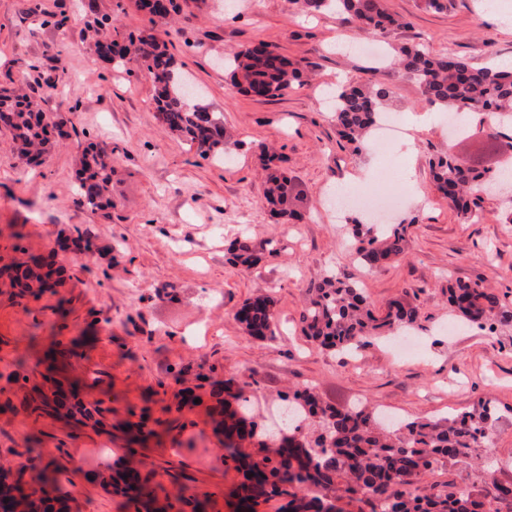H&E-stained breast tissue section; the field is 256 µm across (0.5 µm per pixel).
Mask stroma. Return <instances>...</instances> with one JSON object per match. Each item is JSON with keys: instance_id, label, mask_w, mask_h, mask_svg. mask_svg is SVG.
Here are the masks:
<instances>
[{"instance_id": "stroma-1", "label": "stroma", "mask_w": 512, "mask_h": 512, "mask_svg": "<svg viewBox=\"0 0 512 512\" xmlns=\"http://www.w3.org/2000/svg\"><path fill=\"white\" fill-rule=\"evenodd\" d=\"M179 5L153 24L135 0H0V89L36 99L55 127L35 163L0 129V468L28 467L33 448L58 459L69 512H125L122 497L92 476L115 462L152 474L159 503L196 497L207 512H234L243 474L223 460L212 391H242L263 427L289 391L307 387L331 406L361 403L403 421L494 402L490 454L440 460L417 488L464 481L478 500L495 496L496 485L512 484V321L449 330L448 281L481 282L512 308V224L495 195L482 196L478 221L464 220L434 192L430 163L451 153L493 176L506 160L498 141L481 131L449 138L447 119L402 78L393 110L406 140L355 155L337 142L330 94L369 78L371 59L356 50L362 32L332 14L303 15L296 0ZM388 5L406 24L384 37L386 51L422 43L476 63H512V30L485 16L482 0H448L442 13L422 0ZM116 30L168 31L194 102L224 115L235 140L230 161L201 159L162 124L146 67L125 72L97 55L96 38ZM257 39L299 62L306 82L275 98L234 88L224 58ZM90 146L115 159L112 205L96 211L76 195ZM264 147L305 192L310 219L271 221ZM353 178L358 189L407 199L396 217L410 222L409 247L376 269L357 264L349 220L329 213L330 190ZM86 227L94 249L82 255L74 243ZM243 233L282 250L238 271L225 248ZM48 256L61 284L37 294L19 288L16 271ZM331 271L360 282L374 308L396 299L417 306L418 354L397 357L385 339L335 354L303 336L306 290ZM258 295L274 301V338L246 335L236 318ZM58 343L72 353L55 362L49 351ZM50 380L104 408V426L30 415L27 399ZM472 467L494 471L495 483L468 477Z\"/></svg>"}]
</instances>
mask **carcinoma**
I'll use <instances>...</instances> for the list:
<instances>
[{
	"label": "carcinoma",
	"instance_id": "carcinoma-1",
	"mask_svg": "<svg viewBox=\"0 0 512 512\" xmlns=\"http://www.w3.org/2000/svg\"><path fill=\"white\" fill-rule=\"evenodd\" d=\"M307 14L334 13L343 21L371 38H381L400 20L389 10L388 0H298ZM141 9L164 18L179 8L177 0L168 7L157 8L152 0H139ZM112 56L107 61L116 68L135 62L147 67L153 76L154 106L163 124L184 137L195 147L199 157L228 154L229 136L224 117L219 112L196 105H185L186 85L177 71L166 43L153 34L128 38L121 43L110 40ZM235 84L249 95L274 97L295 83L302 72L283 55L278 45L265 40L250 42L224 58ZM373 78L357 85H342L333 91L331 106L336 133L340 140L361 154L370 147L369 136L384 114L396 79L403 75L414 80L424 101L448 114L452 122L470 119L477 114H491L496 121L484 126L487 137L504 136L501 128L512 123V67L477 64L448 49L432 51L423 44L402 46L393 67L371 68ZM42 111L28 97L0 90V123L9 131L18 153L29 156L48 143L49 123L31 121L32 114ZM259 160L267 171L264 202L276 222L296 224L307 216L306 202L274 158L260 150ZM112 154L104 150L85 151V162L78 187L79 202L92 210L111 205ZM436 191L448 205L465 218L477 217V199L486 192L491 177L465 164L451 154L432 163ZM353 251L367 268L380 266L405 252L407 225L366 224L353 219ZM233 266L249 269L259 260L251 240L239 236L227 247ZM308 302L300 315L302 331L323 348L347 353L365 347L368 338L396 330H413L419 326L418 308L394 301L381 314L375 313L357 282H347L328 274L308 288ZM448 304L458 326L494 329L497 322L512 320L499 296L481 284L461 279L448 280ZM274 302L268 296L246 300L237 319L249 336L264 338L275 335ZM59 394L41 393L28 402L32 413L49 415L56 411ZM287 424L313 420L321 432L292 440L273 459L249 466V476L242 484L247 509H253L282 494L289 497L282 512H336L329 493L337 480L347 479L346 491L367 493L372 499L371 512H486L485 503L473 498L465 489L444 485L429 493L416 494L411 487L433 463L441 458H468L479 448H488L489 423L496 407L480 401L469 411L450 413L436 421H390L364 407L341 409L321 404L308 390L297 391L288 399ZM255 435V424L246 417L230 415L224 419V459L239 461L243 452L238 441ZM32 463L38 479L30 482L24 473L0 472V512H51L40 510L53 489L51 473L60 469L55 460H44L39 448L32 449ZM119 493L135 512H155V496L150 475L142 476L127 469L113 479ZM303 487L315 495H298Z\"/></svg>",
	"mask_w": 512,
	"mask_h": 512
}]
</instances>
